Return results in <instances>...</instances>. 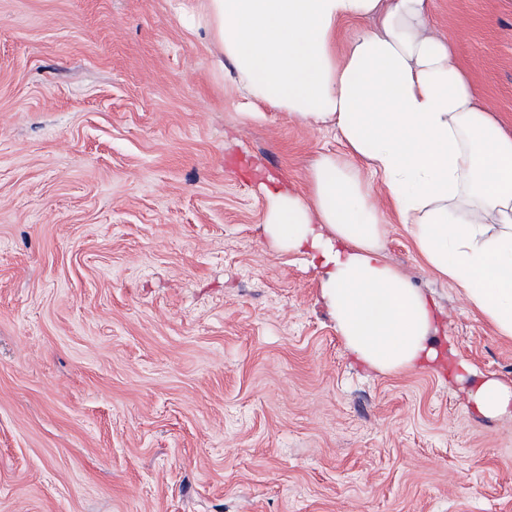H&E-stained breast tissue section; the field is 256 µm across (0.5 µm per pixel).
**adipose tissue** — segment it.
Here are the masks:
<instances>
[{"mask_svg":"<svg viewBox=\"0 0 512 512\" xmlns=\"http://www.w3.org/2000/svg\"><path fill=\"white\" fill-rule=\"evenodd\" d=\"M433 0H205L187 14L253 102L341 139L313 163L307 195L265 189V231L304 254L349 354L398 372L435 361V309L385 254L406 225L427 269L512 340V136L476 100ZM349 36H342L343 27ZM512 413V384L468 392Z\"/></svg>","mask_w":512,"mask_h":512,"instance_id":"ef3b65f1","label":"adipose tissue"}]
</instances>
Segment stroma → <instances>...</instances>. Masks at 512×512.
I'll return each mask as SVG.
<instances>
[{
  "label": "stroma",
  "mask_w": 512,
  "mask_h": 512,
  "mask_svg": "<svg viewBox=\"0 0 512 512\" xmlns=\"http://www.w3.org/2000/svg\"><path fill=\"white\" fill-rule=\"evenodd\" d=\"M512 135V0H435ZM171 0H0V512H512V341L425 269L433 367L344 349L264 232L334 133L250 120ZM468 397L476 410L484 416L512 414V384L482 376L481 381L471 387Z\"/></svg>",
  "instance_id": "35a3bbf8"
}]
</instances>
